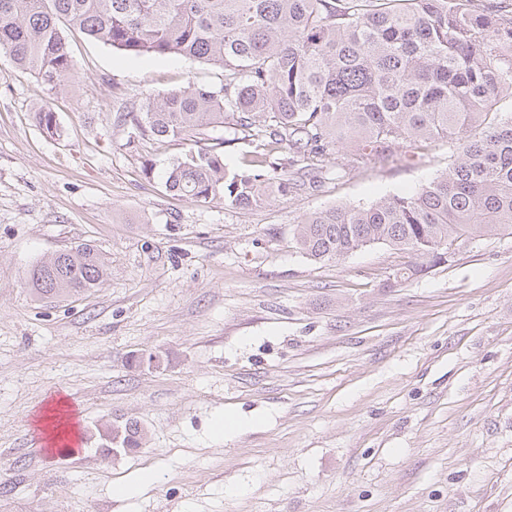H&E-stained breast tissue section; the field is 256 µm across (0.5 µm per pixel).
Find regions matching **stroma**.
I'll return each mask as SVG.
<instances>
[{"label":"stroma","mask_w":512,"mask_h":512,"mask_svg":"<svg viewBox=\"0 0 512 512\" xmlns=\"http://www.w3.org/2000/svg\"><path fill=\"white\" fill-rule=\"evenodd\" d=\"M64 36L58 87L0 49V512H512V233L392 288L412 253L314 262L293 239L312 211L447 171L446 140L365 168L341 151L319 186L254 210L191 202L159 174L225 129L143 140L118 115L220 87L223 67ZM82 242L106 281L33 297L31 264ZM62 393L83 453L45 457L34 422ZM228 414L249 425L217 436ZM125 423L142 444L112 453L102 435Z\"/></svg>","instance_id":"1"}]
</instances>
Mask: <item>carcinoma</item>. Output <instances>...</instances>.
Masks as SVG:
<instances>
[{
  "label": "carcinoma",
  "instance_id": "obj_1",
  "mask_svg": "<svg viewBox=\"0 0 512 512\" xmlns=\"http://www.w3.org/2000/svg\"><path fill=\"white\" fill-rule=\"evenodd\" d=\"M65 24L133 56L179 55L224 67L218 89L149 96L130 120L148 139L193 137L215 126L288 148V165L262 154L250 168L224 165L223 139L191 150L163 176L165 189L197 203L251 210L288 192L297 178L324 179L330 156L383 164L401 148L444 138L455 159L413 194L369 205H334L294 229L301 253L340 261L377 244L421 263L393 273L406 281L440 264L448 243L512 229V17L499 0H0V48L42 83L67 81L74 64ZM36 119L58 134L55 113ZM91 243L31 265L43 299L87 293L108 276ZM142 433L113 431L123 448Z\"/></svg>",
  "mask_w": 512,
  "mask_h": 512
}]
</instances>
